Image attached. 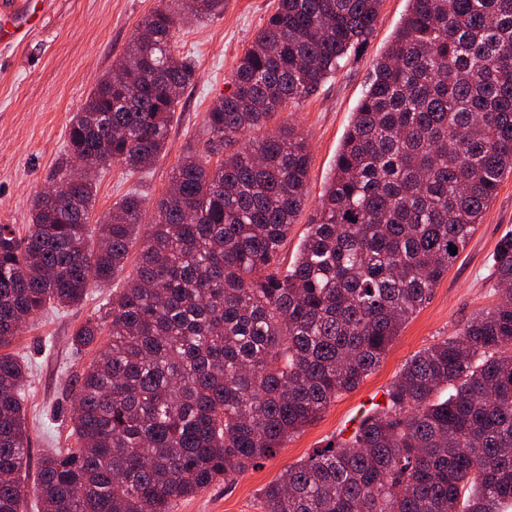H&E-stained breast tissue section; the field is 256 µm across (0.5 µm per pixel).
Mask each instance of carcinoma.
Returning a JSON list of instances; mask_svg holds the SVG:
<instances>
[{
    "label": "carcinoma",
    "mask_w": 512,
    "mask_h": 512,
    "mask_svg": "<svg viewBox=\"0 0 512 512\" xmlns=\"http://www.w3.org/2000/svg\"><path fill=\"white\" fill-rule=\"evenodd\" d=\"M171 2L72 116L60 193L35 197L25 236L0 224V349L46 306L107 287L139 245L125 286L72 334L95 356L74 378L79 447L40 460L41 512H170L273 456L377 368L512 175V0H408L281 270L310 157L294 127L269 125L365 43L382 0H278L149 230L135 193L90 224L98 170L165 153L194 79L174 30L224 11ZM494 267L496 305L407 361L349 437L264 486V512H512V234ZM24 381L0 353V512H23Z\"/></svg>",
    "instance_id": "carcinoma-1"
}]
</instances>
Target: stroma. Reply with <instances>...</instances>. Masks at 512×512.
<instances>
[{
	"instance_id": "35a3bbf8",
	"label": "stroma",
	"mask_w": 512,
	"mask_h": 512,
	"mask_svg": "<svg viewBox=\"0 0 512 512\" xmlns=\"http://www.w3.org/2000/svg\"><path fill=\"white\" fill-rule=\"evenodd\" d=\"M162 0H45L42 28L21 42L0 46V224L26 234L34 197L48 187L55 169L68 158L69 121L96 81L111 70L139 22ZM277 0H224L221 14L191 21L176 33L180 55L194 65L193 82L180 98L169 129L166 151L143 172L130 173L115 164L101 172L93 217L108 212L123 195L135 191L147 202L167 190L173 168L208 138L205 116L228 81L244 48L274 12ZM408 10V0H382L374 32L352 52L335 74L308 98L280 112L278 123L298 128L310 150L307 196L297 221L281 247L290 264L316 214L334 168L336 154L369 81L376 59L389 45ZM512 233V175L503 179L467 247L449 267L432 298L402 328L385 358L353 391L331 402L320 417L290 437L273 456L231 484L215 483L195 496L177 500L172 512H262V488L316 448L326 447L379 402L403 365L417 352L453 335L478 312L497 301L494 252ZM93 289L81 305L50 308L27 324L9 352L28 365L22 390L30 462L48 453L75 447L69 410L76 372L94 357L93 350L74 352L73 331L96 314L122 287Z\"/></svg>"
}]
</instances>
